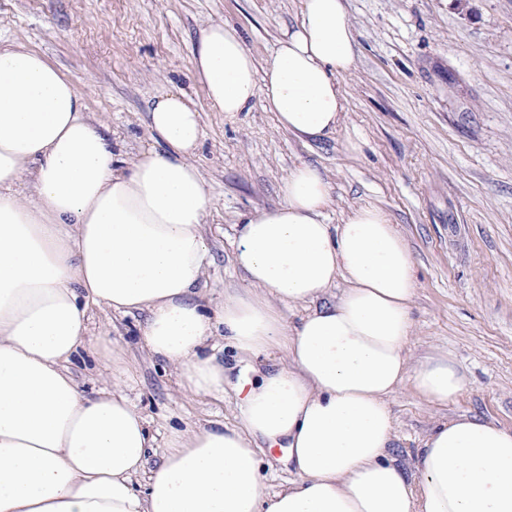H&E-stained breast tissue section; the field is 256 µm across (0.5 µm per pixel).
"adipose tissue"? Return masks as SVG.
<instances>
[{"mask_svg": "<svg viewBox=\"0 0 512 512\" xmlns=\"http://www.w3.org/2000/svg\"><path fill=\"white\" fill-rule=\"evenodd\" d=\"M190 54L213 108L261 102L306 142L339 129L340 79L357 56L344 0H302L265 81L231 24L201 27ZM87 110L45 55L0 44V512H512V429L466 414L441 423L414 481L390 454L388 396L408 380L445 405L466 378L445 358L409 363L415 261L384 210L328 223L325 173L295 166L278 206L238 217L246 290L205 300L201 113L162 91L150 147L121 166ZM295 303L311 310L291 326L282 309ZM93 305L143 314V346L194 397H223L224 346L242 362L280 351L290 364L239 379L234 424L172 428L159 442L119 387L120 353L84 339ZM82 349L111 361L115 387L80 388L69 365ZM158 443L162 460L147 468ZM280 443L296 479L272 493L261 457Z\"/></svg>", "mask_w": 512, "mask_h": 512, "instance_id": "obj_1", "label": "adipose tissue"}]
</instances>
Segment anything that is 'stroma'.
I'll use <instances>...</instances> for the list:
<instances>
[{"mask_svg":"<svg viewBox=\"0 0 512 512\" xmlns=\"http://www.w3.org/2000/svg\"><path fill=\"white\" fill-rule=\"evenodd\" d=\"M357 42L341 79L336 134L303 142L261 104L212 111L190 66L201 26L238 28L258 78L301 0H0V42L45 54L84 94L127 159L150 144L144 116L168 88L203 116L194 158L214 209L206 295L244 287L233 263L239 214L279 201L292 167L322 168L337 224L355 207L384 209L415 261L411 364L448 355L468 384L439 405L403 383L388 399L390 451L408 476L431 430L460 414L512 429V0H346ZM135 317L91 306L88 334L110 337L133 371L129 395L156 436L188 423L232 424L237 398L186 396L177 370L148 354Z\"/></svg>","mask_w":512,"mask_h":512,"instance_id":"35a3bbf8","label":"stroma"}]
</instances>
